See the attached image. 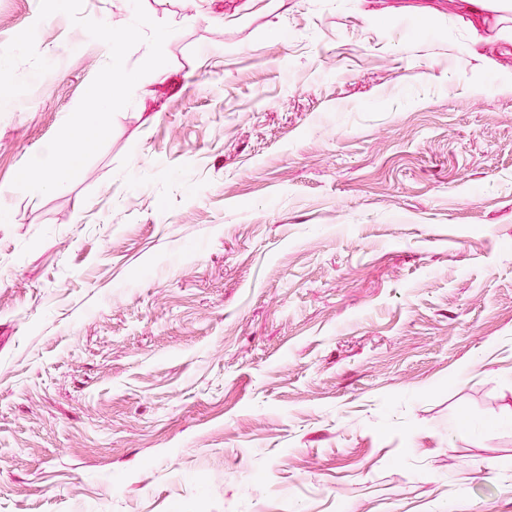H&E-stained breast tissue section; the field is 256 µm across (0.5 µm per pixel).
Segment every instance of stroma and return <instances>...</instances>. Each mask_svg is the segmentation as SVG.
I'll use <instances>...</instances> for the list:
<instances>
[{"label":"stroma","mask_w":512,"mask_h":512,"mask_svg":"<svg viewBox=\"0 0 512 512\" xmlns=\"http://www.w3.org/2000/svg\"><path fill=\"white\" fill-rule=\"evenodd\" d=\"M102 149L13 187L108 63L39 0L0 109V512H512V7L142 0Z\"/></svg>","instance_id":"35a3bbf8"}]
</instances>
